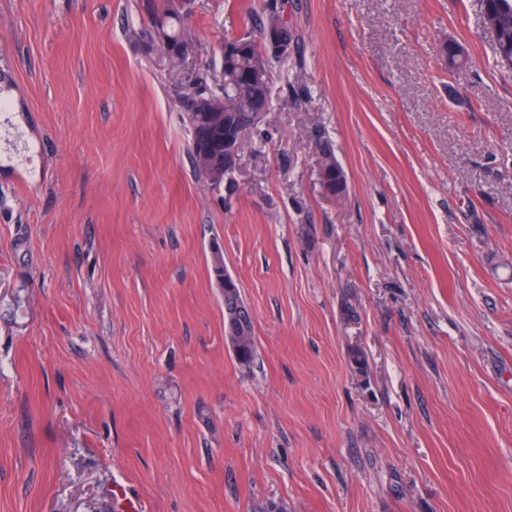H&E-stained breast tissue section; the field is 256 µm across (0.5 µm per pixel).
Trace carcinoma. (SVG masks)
I'll list each match as a JSON object with an SVG mask.
<instances>
[{
  "instance_id": "1",
  "label": "carcinoma",
  "mask_w": 512,
  "mask_h": 512,
  "mask_svg": "<svg viewBox=\"0 0 512 512\" xmlns=\"http://www.w3.org/2000/svg\"><path fill=\"white\" fill-rule=\"evenodd\" d=\"M171 0H147V10L154 22L165 24L168 39L177 42L190 35L183 19L172 11ZM483 22L494 33V49L497 60L504 56L512 57V0H483ZM224 48V83L210 90L208 95L224 104V130L237 135L248 130L247 116L259 106L270 105L269 83H264L248 91L241 88L237 81L238 72L261 65L270 71L272 55L263 38H257L247 32L237 38H226ZM319 169L326 171L324 190L331 196L341 199L347 188L346 177L334 153L324 147L317 160ZM224 316L232 321L240 340L232 344L238 363L243 367L252 364L256 354L251 312L244 302L240 289L230 288L224 291Z\"/></svg>"
}]
</instances>
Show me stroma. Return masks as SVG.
<instances>
[{
  "label": "stroma",
  "instance_id": "obj_1",
  "mask_svg": "<svg viewBox=\"0 0 512 512\" xmlns=\"http://www.w3.org/2000/svg\"><path fill=\"white\" fill-rule=\"evenodd\" d=\"M266 2L192 0L175 68L146 0H0V512H512V72L482 0H283L270 109L210 189L183 102ZM317 164L320 170L326 171V182H321L324 190L335 197L341 199L344 197L347 188L346 177L342 167L336 160L334 153L324 147L320 150ZM234 287L224 291V316L227 320L228 330L229 320H231L235 330L239 333L240 340L232 344L238 363L243 367H250L256 354L253 320L238 284L235 283Z\"/></svg>",
  "mask_w": 512,
  "mask_h": 512
}]
</instances>
